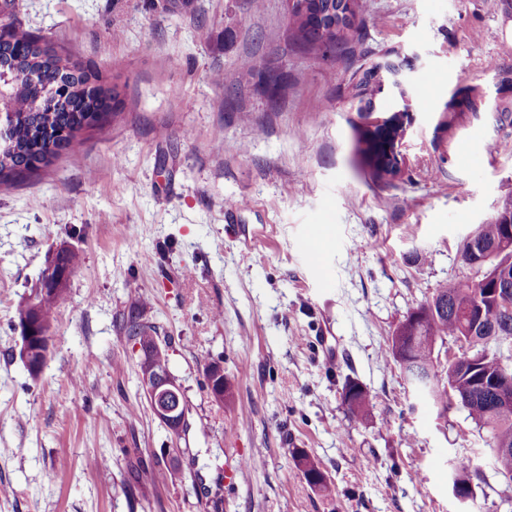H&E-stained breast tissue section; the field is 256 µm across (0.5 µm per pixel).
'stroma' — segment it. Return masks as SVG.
Masks as SVG:
<instances>
[{"instance_id": "1", "label": "stroma", "mask_w": 512, "mask_h": 512, "mask_svg": "<svg viewBox=\"0 0 512 512\" xmlns=\"http://www.w3.org/2000/svg\"><path fill=\"white\" fill-rule=\"evenodd\" d=\"M159 2L18 0L22 24L118 85L124 110L0 192V512H512L486 431L461 407L424 409L382 357L436 288L470 279L467 236L512 200V134L494 114L512 103V0H358L363 37L330 58L289 39L286 0ZM392 50L419 55L425 103L407 169L386 183L356 150L350 90ZM248 56L287 75L286 97L240 80ZM467 85L480 112L446 111ZM309 238L327 281L301 252ZM63 243L83 263L34 377L16 310ZM134 309L184 390L180 433L141 387ZM213 364L229 402L211 392ZM349 381L371 398L359 421ZM464 457L479 468L465 503L450 484Z\"/></svg>"}]
</instances>
